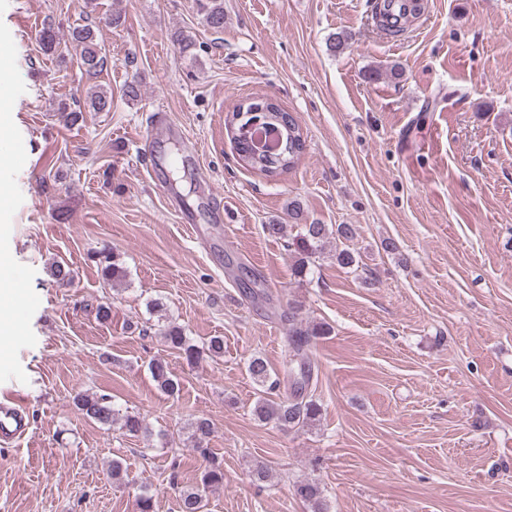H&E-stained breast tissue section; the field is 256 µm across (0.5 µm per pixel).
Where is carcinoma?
<instances>
[{
  "mask_svg": "<svg viewBox=\"0 0 512 512\" xmlns=\"http://www.w3.org/2000/svg\"><path fill=\"white\" fill-rule=\"evenodd\" d=\"M208 26L216 31L224 29V0H205L201 4ZM40 44L46 53H54L61 45L59 32L52 26L42 29L39 35ZM66 42L79 54L82 67L89 73H95L104 66L106 56L102 55L97 32L90 26H74L68 30ZM92 112H107L112 107V93L95 88L87 92L85 102ZM243 104H237L233 111L227 114L224 126L228 137L233 143L238 161L246 169L257 170L265 176L275 178L293 169L304 149V140L294 116L286 111L279 103H273L272 116L282 127L291 140L289 151L275 165H269L260 157L251 155L249 144L237 138L232 130L237 128L236 117L240 114ZM354 229L350 224H338L332 229L327 224L312 223L302 227V233L294 242L292 251V270L295 275L304 277L313 264V258L318 251L335 236L346 242L353 239ZM99 266L104 280L112 283L125 279L126 272L115 257L109 252L99 253ZM319 331L303 327L299 313L288 314V336L286 348L288 357L295 358L299 364V388L288 398L271 396L278 382L272 379L268 363L261 357H253L247 363V372L258 386L264 388L263 394L253 407V415L260 421H273L290 430L308 427L319 420L321 404L309 390L312 380V366L306 356V347ZM163 337L169 349L180 355L188 363L197 362L203 356L220 358L224 355V337L212 336L209 341L198 346L194 344L184 329L170 324L163 332ZM150 373L158 389L166 396L175 398L180 395V384L170 371L166 362L154 360L150 363ZM75 406L87 419L93 420L110 429L113 426L127 434L139 435L148 433V427L140 415L131 412H121L112 404L111 397L106 394L82 393L76 396ZM212 433V425L208 418L199 416L191 425L190 440L193 450L206 462L199 486L183 490L179 498V512H204L206 507L207 489L224 485V465L212 449L206 447V442ZM294 496L306 503L310 512H328L324 492L319 483L314 480H303L294 486Z\"/></svg>",
  "mask_w": 512,
  "mask_h": 512,
  "instance_id": "obj_1",
  "label": "carcinoma"
}]
</instances>
